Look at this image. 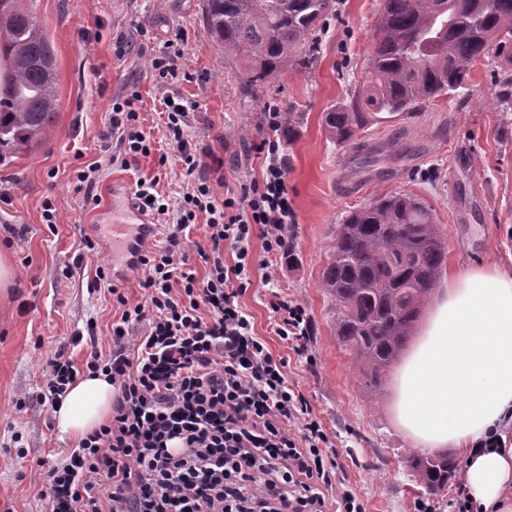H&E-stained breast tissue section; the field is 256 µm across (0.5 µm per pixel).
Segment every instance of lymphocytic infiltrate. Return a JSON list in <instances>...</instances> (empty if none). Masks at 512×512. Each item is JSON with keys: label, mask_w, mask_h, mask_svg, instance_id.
<instances>
[{"label": "lymphocytic infiltrate", "mask_w": 512, "mask_h": 512, "mask_svg": "<svg viewBox=\"0 0 512 512\" xmlns=\"http://www.w3.org/2000/svg\"><path fill=\"white\" fill-rule=\"evenodd\" d=\"M138 94L114 102L103 151L110 162L150 155L140 129ZM168 139L191 192L177 205L156 181L138 182L139 208L168 224L164 251L140 256L146 297L117 293L109 351L91 349L75 364L64 348L45 360L33 400L57 407L83 374L104 373L116 389L111 419L61 459L40 461L45 512H364L336 482V448L321 418L286 378L288 361L257 336L239 299L252 280L253 235L267 252L288 249L282 233L295 216L288 162L275 139L258 145L260 183L215 201L200 177L204 147L189 141L191 106L167 95ZM205 217L204 277L189 268L187 229ZM232 250L233 265L224 262ZM275 333L305 356L310 320L304 306L271 304Z\"/></svg>", "instance_id": "1"}]
</instances>
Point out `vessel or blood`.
Instances as JSON below:
<instances>
[{
    "mask_svg": "<svg viewBox=\"0 0 512 512\" xmlns=\"http://www.w3.org/2000/svg\"><path fill=\"white\" fill-rule=\"evenodd\" d=\"M107 222L112 233V244L128 252L123 266L113 271V280L125 279L137 266V258L153 245L158 232L157 225L149 223L145 213L138 209L128 192L113 191L112 207L107 213Z\"/></svg>",
    "mask_w": 512,
    "mask_h": 512,
    "instance_id": "1",
    "label": "vessel or blood"
}]
</instances>
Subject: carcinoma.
<instances>
[{
  "mask_svg": "<svg viewBox=\"0 0 512 512\" xmlns=\"http://www.w3.org/2000/svg\"><path fill=\"white\" fill-rule=\"evenodd\" d=\"M0 0V149L19 154L46 131L58 108L55 54L36 17ZM208 36L224 55L248 62L246 85L259 87L288 62H317L336 0H202ZM501 60L492 100L512 110V0H382L362 84L347 104L323 113L338 145L357 139L370 117L420 111L466 87L481 58ZM301 113L288 106L290 139ZM447 257L431 210L406 194H381L338 225L321 287L335 302L334 327L360 364L364 388L380 392L405 348ZM417 481L430 493L448 486L455 466L445 454L410 453Z\"/></svg>",
  "mask_w": 512,
  "mask_h": 512,
  "instance_id": "1",
  "label": "carcinoma"
}]
</instances>
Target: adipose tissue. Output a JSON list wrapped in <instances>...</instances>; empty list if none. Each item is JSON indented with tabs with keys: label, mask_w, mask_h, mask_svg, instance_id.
<instances>
[{
	"label": "adipose tissue",
	"mask_w": 512,
	"mask_h": 512,
	"mask_svg": "<svg viewBox=\"0 0 512 512\" xmlns=\"http://www.w3.org/2000/svg\"><path fill=\"white\" fill-rule=\"evenodd\" d=\"M113 394L104 374L77 379L55 412L60 432L97 429ZM391 414L417 451L465 460L476 512H512V447L480 445L512 427V270L470 264L448 275L395 373Z\"/></svg>",
	"instance_id": "obj_1"
}]
</instances>
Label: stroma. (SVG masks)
I'll return each mask as SVG.
<instances>
[{"mask_svg":"<svg viewBox=\"0 0 512 512\" xmlns=\"http://www.w3.org/2000/svg\"><path fill=\"white\" fill-rule=\"evenodd\" d=\"M17 2L41 20L53 45L59 108L29 150L0 155V190L8 195L0 202V253L12 273L9 287L0 288V512H43L35 462L57 460L75 445L59 433L51 408L19 412L15 400L40 389L51 350L66 346L79 362L91 346L111 342L119 315L111 284L92 291L88 283L97 265L112 261L102 214L113 184L132 192L138 181L155 178L173 201L191 189L176 155L158 163L166 147L161 100L173 92L193 105L188 135L214 156L201 174L219 200L261 180L255 148L269 135L267 104L303 112L296 136L278 140L295 212L292 251L275 256L253 238L252 283L240 303L268 350L287 358L289 383L333 436L340 475L365 512H415L421 499L433 512H449L456 481L433 494L416 482L407 463L411 446L389 415L391 392L366 397L358 365L337 341L320 278L342 218L382 193L414 196L432 210L446 242V270L466 263L512 267V123L489 101L497 61L475 64L467 89L419 112L368 123L359 141H391L398 150L366 166L362 150L329 139L322 116L349 103L357 89L382 0H336L316 65L281 66L256 90L244 85L247 62L225 55L205 33L200 0ZM179 31L186 35L184 76L174 82L159 78L151 60ZM133 90L154 148L125 168L108 164L101 145L113 100ZM94 164L100 170L93 202L78 190L75 175ZM48 205L57 223H45ZM84 233L98 242L97 251L82 250ZM75 263L82 276L65 278L63 268ZM276 296L305 307L306 356L275 334L270 303Z\"/></svg>","mask_w":512,"mask_h":512,"instance_id":"obj_1","label":"stroma"}]
</instances>
